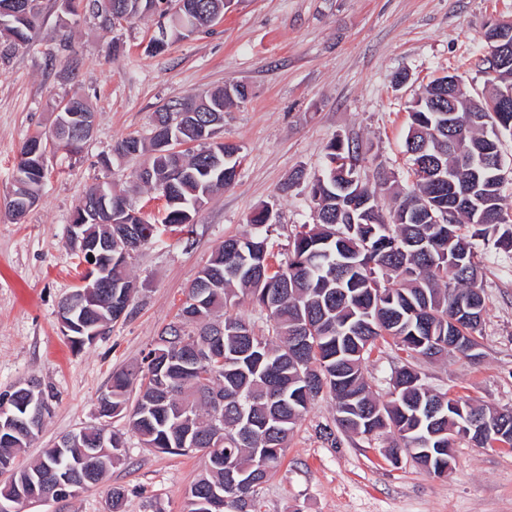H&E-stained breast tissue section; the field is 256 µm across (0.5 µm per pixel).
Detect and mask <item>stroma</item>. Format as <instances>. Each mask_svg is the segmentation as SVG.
<instances>
[{
	"label": "stroma",
	"instance_id": "1",
	"mask_svg": "<svg viewBox=\"0 0 512 512\" xmlns=\"http://www.w3.org/2000/svg\"><path fill=\"white\" fill-rule=\"evenodd\" d=\"M40 8L29 44H0V391L35 379L53 395L20 467L96 424L113 371L144 369L199 271L226 238L247 231L255 208L273 207L269 245L285 258L314 208L304 187L283 185L298 169L320 174L330 142L358 143L365 178L384 172L395 189L408 190L404 138L413 97L446 74L481 96L484 32L512 18V0H232L223 21L157 53L158 16L106 28L87 0L74 15L62 0H41ZM236 83L249 96L225 112L220 133L242 148L234 185L204 205L191 233L165 232L131 255L136 290L126 316L92 346L74 349L60 331L59 306L84 274L66 237L86 190L111 184L150 219L165 210L163 198L136 188L137 163L117 160L115 142L148 137L159 109ZM75 94L95 111L93 132L76 154L48 149L39 198L15 217L8 202L19 151L32 136L50 137L57 106ZM473 248L487 304L479 356L420 359L415 367L432 389L512 408V254L480 239ZM404 359L377 341L365 375L381 399H389ZM112 429L125 444L123 463L65 512H110L114 487L125 491L124 512H185L187 492L205 470L203 453L146 448L122 419ZM393 441L388 432L345 433L332 395L322 392L259 488L261 512H512V446L457 440L453 472L437 478L406 454L392 464L384 450Z\"/></svg>",
	"mask_w": 512,
	"mask_h": 512
}]
</instances>
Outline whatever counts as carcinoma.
I'll list each match as a JSON object with an SVG mask.
<instances>
[{
    "label": "carcinoma",
    "mask_w": 512,
    "mask_h": 512,
    "mask_svg": "<svg viewBox=\"0 0 512 512\" xmlns=\"http://www.w3.org/2000/svg\"><path fill=\"white\" fill-rule=\"evenodd\" d=\"M31 15L17 18L0 13V37L15 43L31 39L39 16V0ZM223 0H197V30L212 24ZM163 0H112V10L95 3L103 23L160 13L167 22L153 39L155 51L187 38L178 12L160 9ZM512 86V68L490 79L482 111H470L468 91L448 89L437 79L420 98L411 102L405 140L413 188L394 198L385 221L377 191L362 182V210L339 202L344 174L359 163L357 147L337 140L329 145L321 174L304 183L297 170L286 189L305 184L316 215L302 224L288 243L287 258L271 264L268 239L272 223L265 222L269 206L257 208L249 219L250 230L224 240L196 277L191 289L207 286L203 305L186 318L167 324L163 335L175 346H194L220 336L224 362L214 360L193 372L171 367L163 379L151 375L158 358L146 364L139 378V394L130 403L134 375L112 374L108 390L98 405L109 403L112 416L125 419L142 443L164 453L201 452L207 473L190 488L188 512H204L196 501L223 489L228 501L221 512H260L256 490L264 475L257 464L270 469L282 462L288 436L304 417L314 398L328 390L336 406L337 424L346 432L369 436L389 431L396 436L391 456L411 454L419 440L435 433L431 459L416 463L428 474L448 475V437L460 430L465 418L492 425L512 423V409L491 410L461 398L436 393L411 365L395 375L391 399H378L364 375L363 364L376 341L390 338L410 358L443 354L439 342L450 336H473L480 324L452 319L453 307L472 295L486 309L482 272L475 261L470 239L480 237L512 253V213L504 209L503 181L490 185L475 181L479 161L502 158L499 136L512 135V112L499 111V93ZM457 111L448 112V94ZM235 100L222 89L187 97L178 105L195 113L199 123L185 137L195 147L178 155L159 147L169 133V110L154 114L151 137L128 136L116 143L120 159L146 157L139 182L165 199L161 222L145 224L141 213L108 183L91 188L100 210L112 215V295L131 296L136 284L127 268L126 224L141 225L140 245L155 240L174 224L190 228L197 201H208L236 178V161L218 167L211 149L224 127V110ZM42 143L33 136L23 145L17 164L13 201L19 206L37 200L43 174L33 148ZM443 168L454 175L453 185L435 182L429 169ZM240 296L270 313L267 332L257 334L248 321L223 311ZM444 403L441 421L431 424L417 415L419 400ZM49 412L46 396L35 397L17 413L28 417ZM20 436L0 441V464L15 461L27 448ZM73 454L63 455L53 446L35 463L16 472L14 483L0 485V502L16 490L35 482L48 487L61 473L74 471ZM246 478L245 484L224 483V474Z\"/></svg>",
    "instance_id": "obj_1"
}]
</instances>
